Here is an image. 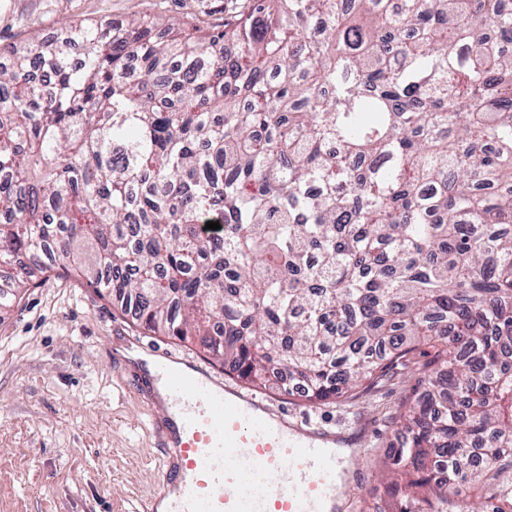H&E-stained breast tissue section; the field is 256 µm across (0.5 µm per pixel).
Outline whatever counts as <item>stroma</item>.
Here are the masks:
<instances>
[{"mask_svg":"<svg viewBox=\"0 0 512 512\" xmlns=\"http://www.w3.org/2000/svg\"><path fill=\"white\" fill-rule=\"evenodd\" d=\"M251 0H0V52L52 39L78 23L129 22L145 15L222 30ZM204 361L198 346L143 332L130 314L73 273L38 279L0 315V512H138L164 470L136 390V366L115 354L128 337ZM417 374L398 371L356 399L312 404L264 390L315 424L335 426L354 448L336 512H386L384 453L398 440L397 416Z\"/></svg>","mask_w":512,"mask_h":512,"instance_id":"obj_1","label":"stroma"}]
</instances>
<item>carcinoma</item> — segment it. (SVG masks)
<instances>
[{"label": "carcinoma", "instance_id": "1", "mask_svg": "<svg viewBox=\"0 0 512 512\" xmlns=\"http://www.w3.org/2000/svg\"><path fill=\"white\" fill-rule=\"evenodd\" d=\"M69 42L80 61L40 42L0 63V310L73 272L311 402L426 346L390 487L420 512H474L460 486L512 512L502 0H255L217 33L153 16Z\"/></svg>", "mask_w": 512, "mask_h": 512}]
</instances>
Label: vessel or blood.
<instances>
[{
	"label": "vessel or blood",
	"mask_w": 512,
	"mask_h": 512,
	"mask_svg": "<svg viewBox=\"0 0 512 512\" xmlns=\"http://www.w3.org/2000/svg\"><path fill=\"white\" fill-rule=\"evenodd\" d=\"M150 406L167 414L153 427L174 449L159 499L143 512H334L342 460L336 433L272 406L173 354L157 361Z\"/></svg>",
	"instance_id": "b4317fda"
}]
</instances>
